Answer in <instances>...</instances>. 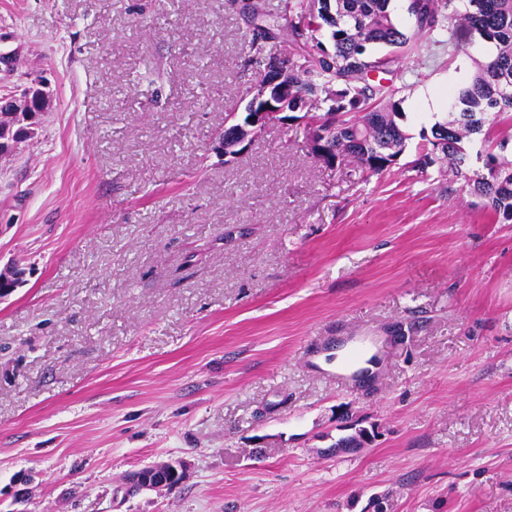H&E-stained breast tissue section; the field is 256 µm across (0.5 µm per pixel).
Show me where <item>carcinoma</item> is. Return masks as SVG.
Segmentation results:
<instances>
[{
    "instance_id": "1",
    "label": "carcinoma",
    "mask_w": 512,
    "mask_h": 512,
    "mask_svg": "<svg viewBox=\"0 0 512 512\" xmlns=\"http://www.w3.org/2000/svg\"><path fill=\"white\" fill-rule=\"evenodd\" d=\"M391 0H322L312 10L308 0H288L292 14L294 52L288 58L270 55L266 64L288 70V99L283 112L311 113L310 120L326 129L321 153L358 164L381 174L404 154L411 135L399 123L403 118L396 90L370 79L373 73L400 71L404 54L424 41L448 48V58L464 54L477 71L461 84L446 118L430 130H421L411 169L424 174L438 162H448L453 176L480 198L498 219L512 222V0H407L412 31L392 17ZM479 36L462 42L457 26ZM330 30L332 47L313 38ZM274 38L270 24L254 28L251 46L263 50ZM495 114V135L485 127V115ZM15 129L22 139L37 136L38 123L24 115L0 118V130Z\"/></svg>"
}]
</instances>
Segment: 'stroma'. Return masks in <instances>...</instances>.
<instances>
[{"label":"stroma","instance_id":"obj_1","mask_svg":"<svg viewBox=\"0 0 512 512\" xmlns=\"http://www.w3.org/2000/svg\"><path fill=\"white\" fill-rule=\"evenodd\" d=\"M249 2L0 0V97L50 99L0 156V512H512V223L408 152L326 167L301 114L217 152L292 49L286 0L251 49ZM402 65L414 136L475 70ZM352 424L375 441L336 449ZM176 477L180 478V482L185 478L183 466L178 461H168L153 465L145 475L146 480H143L142 483L145 484V488L151 487L154 490L162 491L167 488L169 480Z\"/></svg>","mask_w":512,"mask_h":512}]
</instances>
